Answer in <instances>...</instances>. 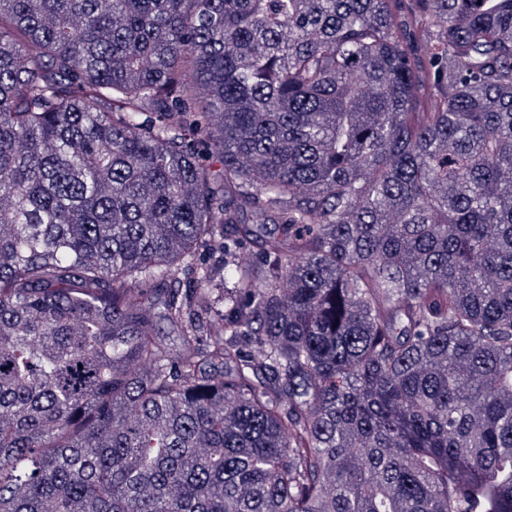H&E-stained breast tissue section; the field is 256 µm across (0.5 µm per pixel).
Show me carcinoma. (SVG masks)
<instances>
[{
  "instance_id": "obj_1",
  "label": "carcinoma",
  "mask_w": 512,
  "mask_h": 512,
  "mask_svg": "<svg viewBox=\"0 0 512 512\" xmlns=\"http://www.w3.org/2000/svg\"><path fill=\"white\" fill-rule=\"evenodd\" d=\"M0 512H512V0H0Z\"/></svg>"
}]
</instances>
